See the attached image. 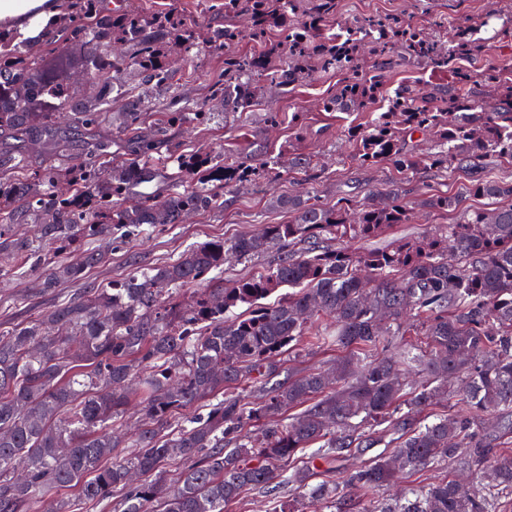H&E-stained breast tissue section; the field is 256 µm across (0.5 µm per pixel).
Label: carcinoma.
Returning <instances> with one entry per match:
<instances>
[{
  "mask_svg": "<svg viewBox=\"0 0 512 512\" xmlns=\"http://www.w3.org/2000/svg\"><path fill=\"white\" fill-rule=\"evenodd\" d=\"M42 34L23 39L0 24V254L21 276L39 264L43 292L81 283L107 263L112 244L147 225L180 224L185 215L224 206L222 190L255 176L275 181L280 156L249 161L205 147H171L178 123L205 124L215 113L184 101L166 61L169 46L224 49V77L209 96L224 111H253L267 86L282 93L319 72L342 79L319 102L323 112H358L383 102L366 126L347 129L350 161L386 165L408 180L422 171H459L469 193L508 203L489 211L438 194L421 206L457 211L427 241L390 250L348 246L410 218L398 183L386 193L344 194L331 206L316 193L278 195L292 214L262 233L212 239L175 261L137 270L112 286H84L0 339V512H31L58 490L77 486L94 505L123 491L118 512H226L259 488L288 500L286 512H341L348 490L371 495L367 512H498L512 492V451L496 454L477 492L449 476L388 498L376 494L403 475L443 462L481 464L493 438L474 429L500 418L512 434V78L464 61L484 51L475 24L444 40L386 15L354 19L336 31L338 0H224V26L201 27L176 0L153 13H107L99 0H57ZM247 12L248 24L237 18ZM257 45L239 53L245 40ZM81 51L82 87L66 79ZM454 74L448 88L402 85L386 95L382 78L400 62ZM139 76L138 86L124 79ZM122 100V111L112 104ZM114 127L133 145L112 151ZM430 136L424 150L410 147ZM86 160L65 161L74 144ZM42 157L38 169L28 158ZM288 169L315 185L325 168L288 151ZM167 180L164 195L144 191ZM336 240L339 247L323 245ZM276 264L224 282V263L273 247ZM281 287L292 292L266 302ZM193 289L184 305L177 290ZM245 313L226 314L239 306ZM327 319L351 349L336 367L278 379L276 358ZM419 327L429 349L373 351L387 336ZM266 398L250 404L224 388L247 376ZM141 381L144 418L138 451L125 455L116 422ZM457 398L461 414L430 407ZM388 436V450L338 479L309 483L308 457L328 465ZM169 461L183 464L172 482Z\"/></svg>",
  "mask_w": 512,
  "mask_h": 512,
  "instance_id": "cac0c4a2",
  "label": "carcinoma"
}]
</instances>
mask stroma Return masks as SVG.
I'll use <instances>...</instances> for the list:
<instances>
[{
    "instance_id": "stroma-1",
    "label": "stroma",
    "mask_w": 512,
    "mask_h": 512,
    "mask_svg": "<svg viewBox=\"0 0 512 512\" xmlns=\"http://www.w3.org/2000/svg\"><path fill=\"white\" fill-rule=\"evenodd\" d=\"M500 9L512 11V0H339L338 20L345 24L366 14L400 15L423 25L428 31L446 34L458 23L473 22ZM169 63L180 79L182 94L190 102L202 104L207 102L210 80L224 69V55L206 48L192 55L173 50L169 53ZM338 81L335 73H319L286 95L274 88L267 89L255 111L224 120L217 118L207 125L190 123L175 141L182 149L201 144L212 153L230 152L244 160L260 148L277 149L295 139L303 152L317 155L326 167V176L317 186L323 203L334 204L338 195L346 191L362 194L384 190L394 176L391 168H364L347 159L346 129L370 120V112L332 114L319 108L320 98L334 90ZM271 109L288 115L301 112L302 130L265 123L264 115ZM302 188L299 175L292 172L282 173L274 182L258 178L233 187L226 195L223 209L197 212L183 223L149 229L117 246L110 264L90 270L88 279L100 285L119 282L132 271L176 259L192 245L211 239L251 235L267 224L288 223L291 214L273 207L271 199L280 194L298 193ZM408 190L407 202L416 208L413 219L381 236L354 240L353 248L373 251L391 247L398 240L419 241L439 226L455 223L456 213L438 214L419 208V200L434 193L463 195L464 207L471 210L490 206L489 200L467 196L465 178L459 173L426 171L410 179ZM10 267V261L0 262V336L3 337L10 336L15 328L34 319L51 301L50 296L40 294L37 288L39 272L14 277L9 273ZM346 353V348L335 342L317 345L307 340L282 354L280 374L284 377L300 375L336 361Z\"/></svg>"
}]
</instances>
